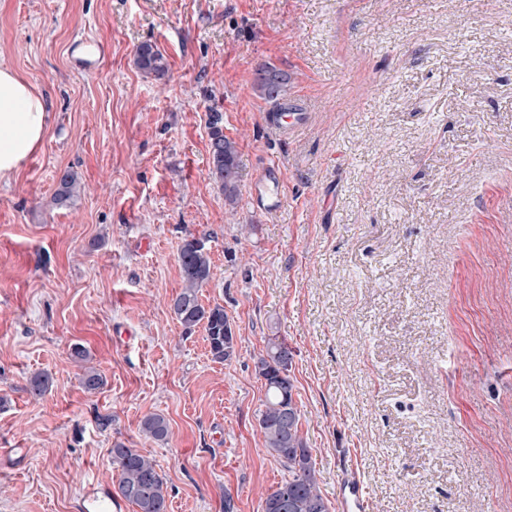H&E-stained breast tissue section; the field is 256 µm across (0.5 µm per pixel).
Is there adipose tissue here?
Returning <instances> with one entry per match:
<instances>
[{"label":"adipose tissue","mask_w":512,"mask_h":512,"mask_svg":"<svg viewBox=\"0 0 512 512\" xmlns=\"http://www.w3.org/2000/svg\"><path fill=\"white\" fill-rule=\"evenodd\" d=\"M49 112L36 88L0 64V180L10 179L40 146Z\"/></svg>","instance_id":"adipose-tissue-1"}]
</instances>
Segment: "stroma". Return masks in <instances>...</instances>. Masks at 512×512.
Listing matches in <instances>:
<instances>
[{
	"mask_svg": "<svg viewBox=\"0 0 512 512\" xmlns=\"http://www.w3.org/2000/svg\"><path fill=\"white\" fill-rule=\"evenodd\" d=\"M82 38L104 45L95 70ZM143 42L163 80L135 67ZM0 63L50 112L0 182V512H84L92 489L135 512L118 442L155 461L168 512H262L288 477L258 432L271 338L330 508L352 467L372 512H512V0H0ZM264 63L312 114L293 136L263 118ZM212 109L239 146L232 212ZM269 161L285 202L264 215L249 187ZM189 235L233 326L224 363L170 310ZM155 413L168 443L140 430ZM134 62L146 77L162 79L168 71L163 54L151 43H143L136 48Z\"/></svg>",
	"mask_w": 512,
	"mask_h": 512,
	"instance_id": "stroma-1",
	"label": "stroma"
}]
</instances>
